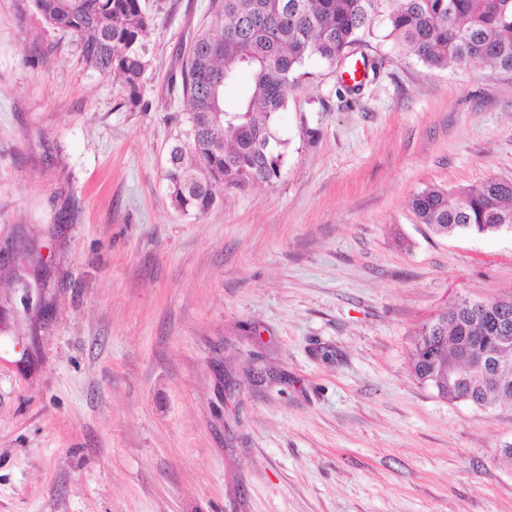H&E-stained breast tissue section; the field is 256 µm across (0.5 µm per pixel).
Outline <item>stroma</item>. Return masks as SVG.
Returning <instances> with one entry per match:
<instances>
[{"label": "stroma", "instance_id": "obj_1", "mask_svg": "<svg viewBox=\"0 0 512 512\" xmlns=\"http://www.w3.org/2000/svg\"><path fill=\"white\" fill-rule=\"evenodd\" d=\"M220 0H145L140 107L0 0V512H512V404L410 371L423 324L512 296V234L410 201L512 178V74L432 68L377 16L360 91L310 59L272 185L177 211L182 69Z\"/></svg>", "mask_w": 512, "mask_h": 512}]
</instances>
